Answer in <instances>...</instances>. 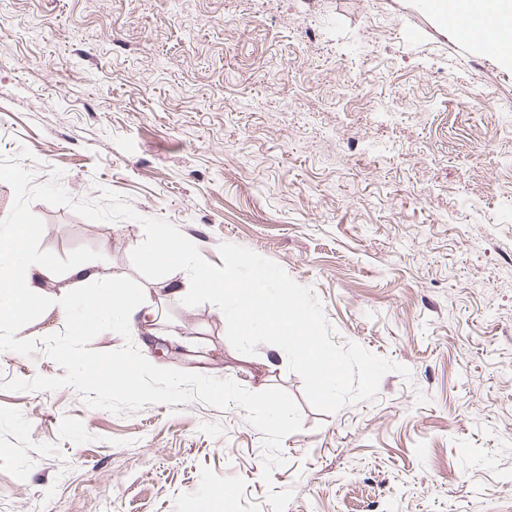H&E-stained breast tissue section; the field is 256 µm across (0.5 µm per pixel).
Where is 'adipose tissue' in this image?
Instances as JSON below:
<instances>
[{
  "label": "adipose tissue",
  "mask_w": 512,
  "mask_h": 512,
  "mask_svg": "<svg viewBox=\"0 0 512 512\" xmlns=\"http://www.w3.org/2000/svg\"><path fill=\"white\" fill-rule=\"evenodd\" d=\"M30 233V225L23 220L0 221V325L18 322L43 304L48 272L28 255L25 242ZM66 278L69 287L80 289V301L87 317L107 315L125 324L133 322L135 316L146 319L155 312L147 289L98 287L97 264L73 266Z\"/></svg>",
  "instance_id": "adipose-tissue-1"
}]
</instances>
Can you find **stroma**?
I'll list each match as a JSON object with an SVG mask.
<instances>
[{
	"label": "stroma",
	"mask_w": 512,
	"mask_h": 512,
	"mask_svg": "<svg viewBox=\"0 0 512 512\" xmlns=\"http://www.w3.org/2000/svg\"><path fill=\"white\" fill-rule=\"evenodd\" d=\"M0 156L60 168L177 225L222 265L232 243L311 287L334 329L408 368L321 413L277 346L237 352L223 313L148 280L132 220L37 201L42 250L102 253L101 283L163 297L158 367L285 390L303 427L261 478L243 409L116 415L44 352L0 351V512H512V63L426 0H0Z\"/></svg>",
	"instance_id": "35a3bbf8"
}]
</instances>
